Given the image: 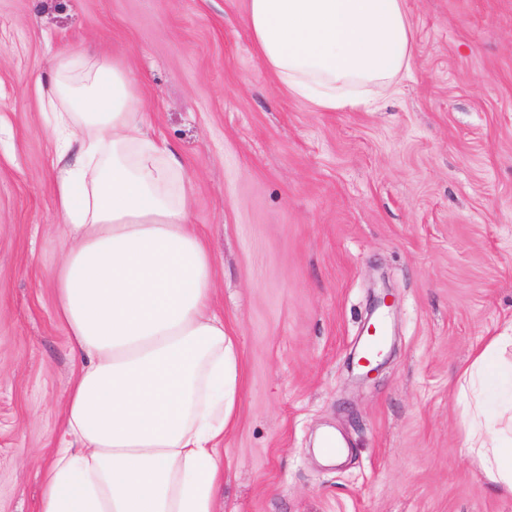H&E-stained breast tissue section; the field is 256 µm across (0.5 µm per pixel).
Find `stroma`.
Listing matches in <instances>:
<instances>
[{
	"mask_svg": "<svg viewBox=\"0 0 512 512\" xmlns=\"http://www.w3.org/2000/svg\"><path fill=\"white\" fill-rule=\"evenodd\" d=\"M398 95L322 112L263 66L247 0H0V512H36L78 368L37 77L108 47L179 154L237 394L216 512H512L463 452L459 376L512 332V0H404ZM395 298L379 374L350 367ZM349 452L326 461L322 431Z\"/></svg>",
	"mask_w": 512,
	"mask_h": 512,
	"instance_id": "stroma-1",
	"label": "stroma"
}]
</instances>
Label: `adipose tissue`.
<instances>
[{"label": "adipose tissue", "instance_id": "adipose-tissue-1", "mask_svg": "<svg viewBox=\"0 0 512 512\" xmlns=\"http://www.w3.org/2000/svg\"><path fill=\"white\" fill-rule=\"evenodd\" d=\"M246 24L289 94L326 111L366 104L370 85L395 90L413 54L404 0H248ZM38 88L54 117L55 215L68 242L52 286L79 368L37 512H214L235 360L183 163L145 132L119 59L65 52ZM505 344L512 336L477 351L461 381L466 452L512 498Z\"/></svg>", "mask_w": 512, "mask_h": 512}]
</instances>
